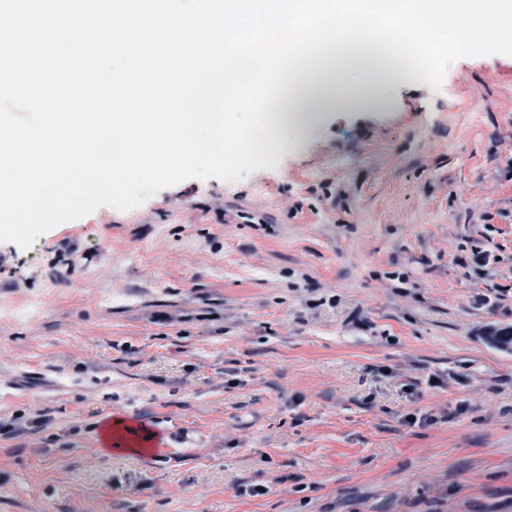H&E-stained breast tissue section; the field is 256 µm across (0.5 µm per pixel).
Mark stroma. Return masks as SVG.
<instances>
[{
	"mask_svg": "<svg viewBox=\"0 0 512 512\" xmlns=\"http://www.w3.org/2000/svg\"><path fill=\"white\" fill-rule=\"evenodd\" d=\"M276 158L0 243V422H39L0 435V512H512V348L484 334L512 327V57L327 110ZM113 419L161 450H103ZM493 239L489 236L485 237V243L482 246H474L471 250V262L479 267L487 270H494L495 266L500 262L499 255L496 253L498 248L492 245Z\"/></svg>",
	"mask_w": 512,
	"mask_h": 512,
	"instance_id": "stroma-1",
	"label": "stroma"
}]
</instances>
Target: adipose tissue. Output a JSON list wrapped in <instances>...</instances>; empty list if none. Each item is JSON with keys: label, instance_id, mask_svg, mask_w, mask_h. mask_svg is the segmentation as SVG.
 Wrapping results in <instances>:
<instances>
[{"label": "adipose tissue", "instance_id": "obj_1", "mask_svg": "<svg viewBox=\"0 0 512 512\" xmlns=\"http://www.w3.org/2000/svg\"><path fill=\"white\" fill-rule=\"evenodd\" d=\"M407 75L401 63L372 48L341 47L289 80L272 109L273 134L286 139L318 121L323 110L362 105Z\"/></svg>", "mask_w": 512, "mask_h": 512}]
</instances>
